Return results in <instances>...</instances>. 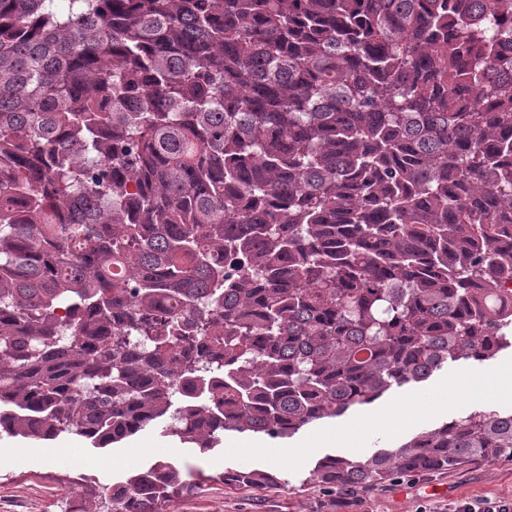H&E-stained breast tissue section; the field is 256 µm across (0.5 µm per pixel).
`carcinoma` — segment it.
Here are the masks:
<instances>
[{
  "instance_id": "carcinoma-1",
  "label": "carcinoma",
  "mask_w": 512,
  "mask_h": 512,
  "mask_svg": "<svg viewBox=\"0 0 512 512\" xmlns=\"http://www.w3.org/2000/svg\"><path fill=\"white\" fill-rule=\"evenodd\" d=\"M512 0H0V432L204 454L512 346ZM512 459L479 407L311 476ZM202 475L159 460L111 512ZM223 480L264 488L265 470Z\"/></svg>"
}]
</instances>
